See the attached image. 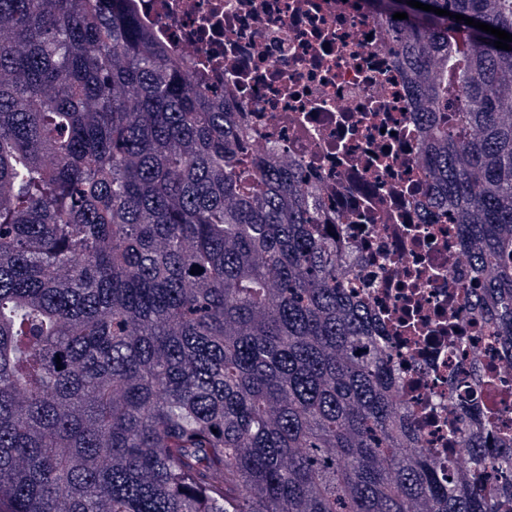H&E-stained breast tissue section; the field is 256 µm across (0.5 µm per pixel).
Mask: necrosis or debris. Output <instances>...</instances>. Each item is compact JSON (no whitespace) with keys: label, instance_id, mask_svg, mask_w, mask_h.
Instances as JSON below:
<instances>
[{"label":"necrosis or debris","instance_id":"4bbe7bcc","mask_svg":"<svg viewBox=\"0 0 512 512\" xmlns=\"http://www.w3.org/2000/svg\"><path fill=\"white\" fill-rule=\"evenodd\" d=\"M143 21L224 85L249 151L301 161L326 206L348 288L388 339L398 402L447 464L469 415L512 432V354L463 301L472 271L418 162L413 89L367 0H139Z\"/></svg>","mask_w":512,"mask_h":512}]
</instances>
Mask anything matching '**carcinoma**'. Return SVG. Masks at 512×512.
Here are the masks:
<instances>
[{
    "mask_svg": "<svg viewBox=\"0 0 512 512\" xmlns=\"http://www.w3.org/2000/svg\"><path fill=\"white\" fill-rule=\"evenodd\" d=\"M371 2L512 348V50ZM419 2L512 34V0ZM243 138L135 0H0V512H512V441L428 456L303 167Z\"/></svg>",
    "mask_w": 512,
    "mask_h": 512,
    "instance_id": "carcinoma-1",
    "label": "carcinoma"
}]
</instances>
